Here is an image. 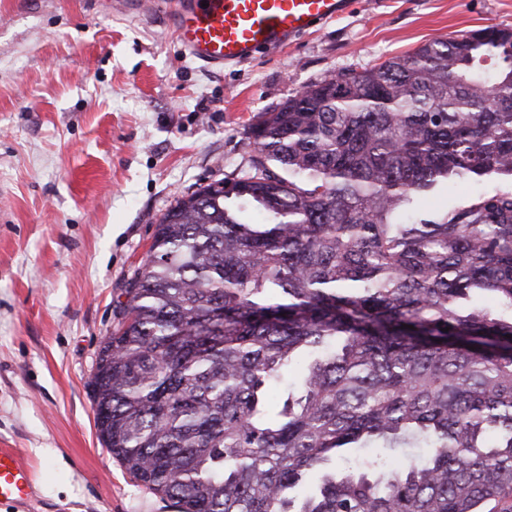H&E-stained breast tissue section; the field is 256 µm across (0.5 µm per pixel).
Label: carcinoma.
Listing matches in <instances>:
<instances>
[{"label":"carcinoma","instance_id":"obj_1","mask_svg":"<svg viewBox=\"0 0 512 512\" xmlns=\"http://www.w3.org/2000/svg\"><path fill=\"white\" fill-rule=\"evenodd\" d=\"M176 201L91 380L178 512H512V31L311 83ZM476 187L441 212L420 198Z\"/></svg>","mask_w":512,"mask_h":512}]
</instances>
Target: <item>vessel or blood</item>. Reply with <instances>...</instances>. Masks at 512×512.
I'll return each instance as SVG.
<instances>
[{
	"instance_id": "b4317fda",
	"label": "vessel or blood",
	"mask_w": 512,
	"mask_h": 512,
	"mask_svg": "<svg viewBox=\"0 0 512 512\" xmlns=\"http://www.w3.org/2000/svg\"><path fill=\"white\" fill-rule=\"evenodd\" d=\"M348 8L349 0H178L168 21L189 57L221 68L285 48ZM162 9L161 0L112 3L113 12L129 16ZM34 489L32 474L15 449L0 448V502L23 505Z\"/></svg>"
}]
</instances>
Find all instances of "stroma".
I'll return each instance as SVG.
<instances>
[{
  "label": "stroma",
  "instance_id": "obj_1",
  "mask_svg": "<svg viewBox=\"0 0 512 512\" xmlns=\"http://www.w3.org/2000/svg\"><path fill=\"white\" fill-rule=\"evenodd\" d=\"M485 26L512 30V0H351L214 69L159 15L0 0V448L35 472L27 512H176L101 446L89 386L160 217L248 173L249 125L308 83Z\"/></svg>",
  "mask_w": 512,
  "mask_h": 512
}]
</instances>
